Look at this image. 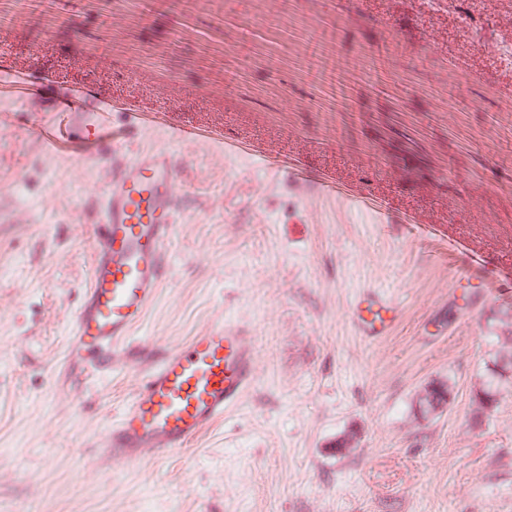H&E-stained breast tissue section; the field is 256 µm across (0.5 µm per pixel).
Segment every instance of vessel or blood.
<instances>
[{
  "label": "vessel or blood",
  "mask_w": 512,
  "mask_h": 512,
  "mask_svg": "<svg viewBox=\"0 0 512 512\" xmlns=\"http://www.w3.org/2000/svg\"><path fill=\"white\" fill-rule=\"evenodd\" d=\"M102 97L94 110L83 99L63 96L56 126H35L49 152L80 145L93 155L108 148ZM176 219L175 178L168 156L138 154L115 165L104 199L92 280L72 327L71 352L109 362L116 344L143 321L165 277L163 250ZM399 316L396 306L373 291L358 295L352 318L364 336H384ZM254 382L253 354L246 329L225 323L193 336L162 358L108 435L113 461L139 464L144 452L167 459L223 419Z\"/></svg>",
  "instance_id": "1"
}]
</instances>
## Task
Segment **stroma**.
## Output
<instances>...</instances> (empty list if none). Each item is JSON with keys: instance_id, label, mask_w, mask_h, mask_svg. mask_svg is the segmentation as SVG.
<instances>
[{"instance_id": "1", "label": "stroma", "mask_w": 512, "mask_h": 512, "mask_svg": "<svg viewBox=\"0 0 512 512\" xmlns=\"http://www.w3.org/2000/svg\"><path fill=\"white\" fill-rule=\"evenodd\" d=\"M0 0V512H512V395L472 420L512 313V0ZM486 50H477V42ZM88 84L147 118L114 154L45 152ZM190 120L204 138L168 127ZM174 166L167 277L105 370L69 355L112 168ZM307 175H289L293 166ZM329 177L334 194L319 191ZM374 289L399 309L365 339ZM231 322L255 380L162 462L106 440L166 352ZM432 382L445 409L420 413ZM358 448L337 452L345 431ZM399 311L373 291L358 295L354 303L352 318L362 336H385L397 322Z\"/></svg>"}]
</instances>
